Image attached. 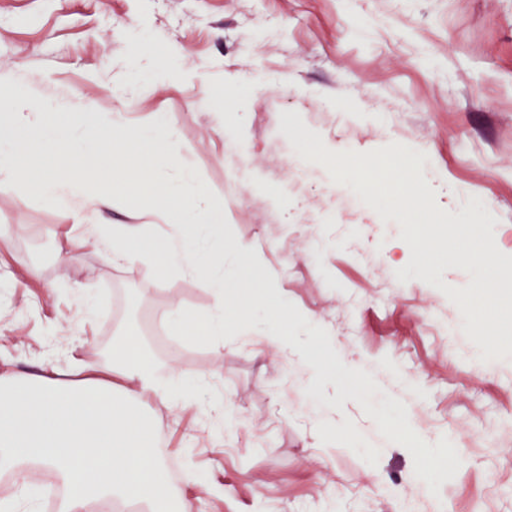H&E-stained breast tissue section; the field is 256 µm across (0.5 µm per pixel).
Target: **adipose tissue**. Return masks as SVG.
<instances>
[{"label":"adipose tissue","instance_id":"adipose-tissue-1","mask_svg":"<svg viewBox=\"0 0 512 512\" xmlns=\"http://www.w3.org/2000/svg\"><path fill=\"white\" fill-rule=\"evenodd\" d=\"M127 54L134 63L146 64L158 83L179 77L172 45L134 39ZM0 100L8 103L12 117L11 128L0 129V178L35 192L48 204L70 209L80 225L79 234L65 240L63 260L76 259L86 246L101 245L116 264L148 258L162 274L204 277L213 290L214 309L196 321L193 333L212 341L223 337L228 309L245 304L263 316L266 305L277 303L273 281L231 282L234 262L223 251V205L205 203L203 194L155 179L157 168L176 164L179 157L172 132L162 124L147 134L127 121H116L112 137L90 155L57 132L61 122L75 120L68 100L35 95L13 74H0ZM130 194L139 206L167 207L170 229L165 236L148 243L134 221L109 234L88 223L89 214L112 196ZM260 333L295 350L292 366L301 375L329 385L342 377L353 390H368L367 376L344 362L323 373L300 333H283L264 316ZM55 373L50 363L25 377L0 371V465L20 476L33 468L57 472L67 488L60 512H86L93 499L134 502L143 512H153L160 503L170 504L173 512H192L191 504L167 483V464L151 447L159 425L146 418L138 402L150 395L176 408L194 407L198 389L179 386L174 371L144 359L133 339L78 383L59 381ZM393 436L410 449L420 475L444 474L456 464L452 450L425 446L423 432L411 418H404Z\"/></svg>","mask_w":512,"mask_h":512}]
</instances>
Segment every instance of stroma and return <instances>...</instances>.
Returning a JSON list of instances; mask_svg holds the SVG:
<instances>
[{
	"label": "stroma",
	"instance_id": "1",
	"mask_svg": "<svg viewBox=\"0 0 512 512\" xmlns=\"http://www.w3.org/2000/svg\"><path fill=\"white\" fill-rule=\"evenodd\" d=\"M182 47L176 69L189 81L154 83L142 72L121 94L126 36ZM21 72L32 90L87 106L106 141L117 114L143 130L171 129L178 166L223 203L226 235L252 246L249 273L273 276L285 312L312 339L332 337L341 361L363 367L369 392L341 391V422L319 424V390L280 347L229 320L223 347L204 338L157 347L150 313L178 305L186 317L213 308L208 285L163 276L149 263L118 267L96 248L63 263L69 210L0 182V371L29 374L52 359L76 383L102 363L118 336L173 368L179 382L222 391L227 411L140 406L161 422L169 455L190 458L194 482L177 486L194 512H512V363L489 370L459 336L426 330L431 312L457 323L458 307L416 278L400 282L388 260L396 220H382L351 187L302 159L281 132L295 111L324 142L369 152L393 142L428 145L422 169L438 204L461 215L472 198L494 216L497 248L512 255V0H0V72ZM247 88L244 111L201 100V83ZM223 134H215V126ZM34 266L38 277L28 278ZM428 445H453L460 461L443 476L418 477L391 431L402 413ZM46 470L0 481V501L46 512Z\"/></svg>",
	"mask_w": 512,
	"mask_h": 512
}]
</instances>
